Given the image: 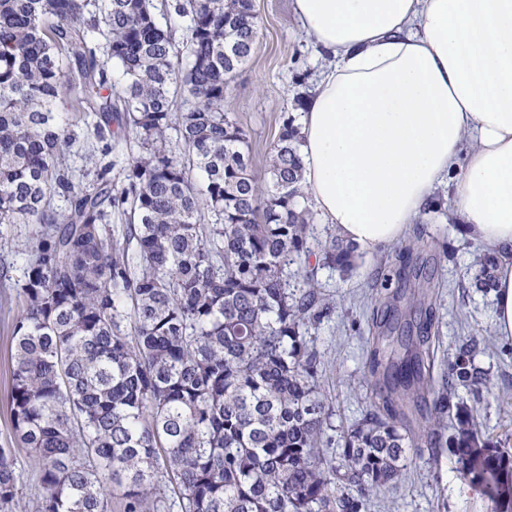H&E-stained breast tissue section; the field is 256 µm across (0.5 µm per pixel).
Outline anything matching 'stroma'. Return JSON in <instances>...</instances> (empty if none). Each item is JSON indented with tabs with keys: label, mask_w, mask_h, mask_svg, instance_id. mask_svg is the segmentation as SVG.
Segmentation results:
<instances>
[{
	"label": "stroma",
	"mask_w": 512,
	"mask_h": 512,
	"mask_svg": "<svg viewBox=\"0 0 512 512\" xmlns=\"http://www.w3.org/2000/svg\"><path fill=\"white\" fill-rule=\"evenodd\" d=\"M253 5L259 38L250 60L228 85L225 109L245 130L252 167L259 172L283 118L303 111L325 59L302 29L291 0H253ZM437 193L445 200L443 208L425 210L395 243L375 252L359 251L352 271L330 267L319 271L318 282L330 311L309 325L305 334L325 362L322 386L335 411V425L357 421L376 392L366 343L372 313L365 300L386 297L390 266L399 264L415 235H422L428 250L439 257L432 298L436 318L430 330L436 352L434 373H447L459 346L471 341L470 357L488 382L481 389L482 401H475L471 390L462 387L458 397L478 407L486 433L512 437V341L495 331L493 293L471 285L476 261L486 248L463 231L451 202V188L440 187ZM31 231L28 224L0 225V267H8L11 275L20 273ZM445 246L450 256H442ZM18 305L15 291L0 287V448L15 445L8 390L12 323ZM371 512H492V505L461 477L452 453L443 454L434 464L428 448L419 446L409 453L402 482L387 491Z\"/></svg>",
	"instance_id": "1"
}]
</instances>
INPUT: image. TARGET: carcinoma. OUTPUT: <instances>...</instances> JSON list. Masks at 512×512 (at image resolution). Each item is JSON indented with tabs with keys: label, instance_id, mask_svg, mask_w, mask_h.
<instances>
[{
	"label": "carcinoma",
	"instance_id": "carcinoma-1",
	"mask_svg": "<svg viewBox=\"0 0 512 512\" xmlns=\"http://www.w3.org/2000/svg\"><path fill=\"white\" fill-rule=\"evenodd\" d=\"M154 10L0 0V224L34 225L9 284L21 300L9 393L18 449L0 448V506L29 464L44 491L36 512H109L116 488L123 512H155L167 496L179 512H369L419 441L432 461L452 450L493 512H512V454L454 401L484 381L465 352L437 379L430 337H405L398 359L380 346L395 330L400 271L370 338L379 399L341 429L344 464L327 456L336 427L302 328L329 309L317 267L349 268L354 245L316 241L294 117L257 174L224 111L258 39L252 0H173L164 28ZM74 112L96 117L81 180L66 162ZM114 122L130 149L120 188ZM116 213L129 219L114 229ZM495 270L485 255L476 287L493 288ZM430 391L413 428L404 401Z\"/></svg>",
	"mask_w": 512,
	"mask_h": 512
}]
</instances>
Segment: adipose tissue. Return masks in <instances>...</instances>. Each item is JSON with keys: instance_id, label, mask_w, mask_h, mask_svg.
I'll use <instances>...</instances> for the list:
<instances>
[{"instance_id": "adipose-tissue-1", "label": "adipose tissue", "mask_w": 512, "mask_h": 512, "mask_svg": "<svg viewBox=\"0 0 512 512\" xmlns=\"http://www.w3.org/2000/svg\"><path fill=\"white\" fill-rule=\"evenodd\" d=\"M331 61L301 116L304 187L365 251L397 241L453 178L467 233L498 258L512 339V0H293Z\"/></svg>"}]
</instances>
